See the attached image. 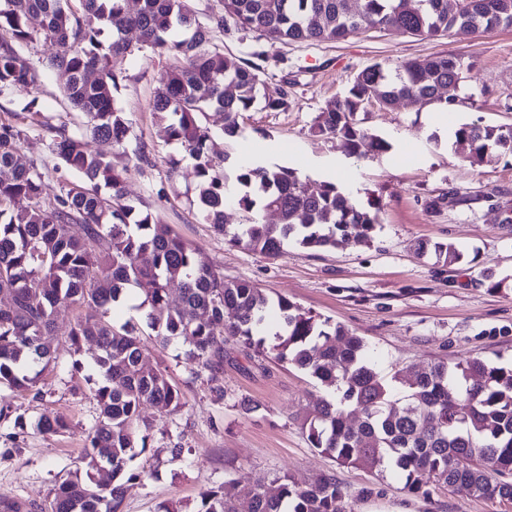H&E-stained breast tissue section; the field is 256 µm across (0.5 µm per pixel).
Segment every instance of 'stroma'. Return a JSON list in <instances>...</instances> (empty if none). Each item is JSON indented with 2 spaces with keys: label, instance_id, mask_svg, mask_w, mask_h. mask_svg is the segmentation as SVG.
I'll return each instance as SVG.
<instances>
[{
  "label": "stroma",
  "instance_id": "1",
  "mask_svg": "<svg viewBox=\"0 0 512 512\" xmlns=\"http://www.w3.org/2000/svg\"><path fill=\"white\" fill-rule=\"evenodd\" d=\"M222 41L225 52L243 58L265 50L261 92L288 91L291 104L284 112L256 106L243 113L238 137H215L214 159L274 143L279 152L266 157L265 165L298 169L312 188L327 179L329 159H344V176H357L361 185L358 205L380 203L373 238L336 249L293 247L276 259L225 243L191 203L197 181L192 164L178 144L157 133L152 101L167 61L151 51L124 59L125 78L114 94L133 121L125 143V161L132 166L129 199L146 202L160 223L225 279L250 280L270 296L286 297L360 336L384 377L465 357L511 366L512 156L471 161L467 148L429 126L428 113L438 109L434 103L403 101L390 110L369 104L358 113V125L390 148L360 159L342 142L313 136L310 127L323 104L341 95L367 65L450 54L464 64L462 82L446 91L456 101L455 124L512 128V28L435 38L371 31L337 43L275 45L232 31ZM55 51L42 41L23 49L39 65L37 87L0 98V122L24 132L25 162L48 159L47 125L81 121L63 94L64 76L47 64ZM32 99L37 105L31 114L23 106ZM141 144L153 166L135 167L134 151ZM434 243L454 246L462 261L451 267L438 263L427 251ZM142 341L151 363L166 368L178 386L182 406L174 413L143 409L150 423L146 447L130 463L141 477L127 484L121 512H159L165 503L196 512L204 490L286 473L300 480L335 476L349 512H512V502L478 498L461 486L436 488L426 498L407 492L398 474L380 478L340 467L311 447L300 426L312 400L334 391L295 365L248 356L230 341L221 380L214 383L187 359L180 341L164 349L151 336ZM53 349L55 366L37 390L0 388V408L8 410L0 419V500L45 502L87 449L98 416L91 397L98 348L87 343L73 353L60 335ZM76 359L81 369H73ZM58 416L67 420V429L53 435L37 430L39 419ZM174 448L181 449L179 458L171 457Z\"/></svg>",
  "mask_w": 512,
  "mask_h": 512
}]
</instances>
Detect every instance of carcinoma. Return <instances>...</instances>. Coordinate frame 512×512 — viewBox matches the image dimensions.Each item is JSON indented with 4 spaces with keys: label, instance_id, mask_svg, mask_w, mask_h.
Returning <instances> with one entry per match:
<instances>
[{
    "label": "carcinoma",
    "instance_id": "carcinoma-1",
    "mask_svg": "<svg viewBox=\"0 0 512 512\" xmlns=\"http://www.w3.org/2000/svg\"><path fill=\"white\" fill-rule=\"evenodd\" d=\"M0 0V97L35 86L38 68L20 49L49 40L58 47L50 65L65 77L64 92L84 121L48 126L49 155L75 173L45 193L46 165L20 162L23 130L0 124V386L28 390L54 362L51 341L61 307L79 311L65 328L73 352L96 343L98 379L93 395L100 413L89 433L83 467L28 512H120L125 484L139 474L128 469L136 444L146 448L147 422L140 408L181 407L180 390L167 373L149 364L141 326L164 348L180 339L187 355L217 380L224 369V342L232 340L267 359L291 363L334 389L335 398H316L302 429L311 447L342 466L378 475L390 468L411 493L431 486H466L479 497L512 501V367L481 358L450 366L437 362L415 371L403 368L382 377L365 357V344L344 327L305 311L284 297L272 298L256 284L224 274L152 213L126 199L130 167L119 161L132 119L116 106L113 90L123 80L121 63L133 52L125 33L138 34L174 63L165 67L153 99L159 132L179 144L198 181L192 203L205 223L229 245L278 258L296 244L334 249L350 237L369 238L379 224V207H358L336 184L312 189L289 167L234 164L236 194L226 167L209 154L217 134H240L239 117L258 101L260 65L224 53L216 34L232 28L275 43L339 42L369 30L441 37L457 31L491 33L512 27V0H219L220 11L198 15L191 0H141L131 13L127 0ZM43 16L41 28L28 20ZM112 36L102 40L104 28ZM464 65L454 55L403 60L393 67L376 62L358 72L345 92L325 102L311 131L345 143L353 154L365 146L385 152L389 144L355 123L375 99L384 109L403 100H425L447 108L455 100L441 90L459 84ZM222 111L214 130L206 112ZM456 141L481 161L512 155V129L465 123ZM99 149H87L86 139ZM234 206L249 223L230 231L225 209ZM273 212L279 223L266 224ZM437 261L454 265L463 255L436 244ZM178 284L181 304L169 301ZM140 290L143 325L116 323L112 312L127 290ZM275 317L277 331L264 335ZM359 425L347 424L351 413ZM111 468L96 479L99 465ZM346 493L336 478L307 481L291 476L248 485L228 481L200 496L197 512H346Z\"/></svg>",
    "mask_w": 512,
    "mask_h": 512
}]
</instances>
